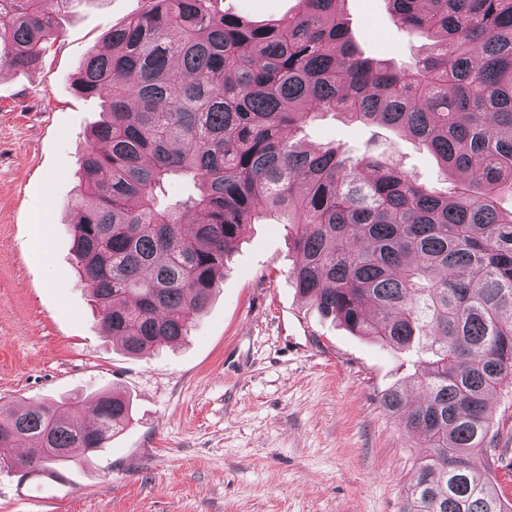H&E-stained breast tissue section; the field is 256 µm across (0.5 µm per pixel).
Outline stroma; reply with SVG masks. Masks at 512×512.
<instances>
[{
    "mask_svg": "<svg viewBox=\"0 0 512 512\" xmlns=\"http://www.w3.org/2000/svg\"><path fill=\"white\" fill-rule=\"evenodd\" d=\"M263 24L300 0H215ZM143 0H83L40 64L0 72V404L129 395L133 420L94 455L76 456L66 494L19 500L0 467V512H403L418 454L385 390L408 386L416 352L399 353L321 317L298 293L287 225H250L228 256L207 310L181 343L139 359L99 326L71 254L79 158L98 99L73 85L79 62ZM357 49L409 68L424 42L388 0H344ZM397 162L426 186L457 176L413 138L319 112L295 135ZM489 414L512 499V393Z\"/></svg>",
    "mask_w": 512,
    "mask_h": 512,
    "instance_id": "1",
    "label": "stroma"
}]
</instances>
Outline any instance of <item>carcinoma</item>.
<instances>
[{
	"label": "carcinoma",
	"mask_w": 512,
	"mask_h": 512,
	"mask_svg": "<svg viewBox=\"0 0 512 512\" xmlns=\"http://www.w3.org/2000/svg\"><path fill=\"white\" fill-rule=\"evenodd\" d=\"M80 2L0 0V70L36 67ZM339 2L256 25L213 0H146L111 30L78 65L77 90L106 118L80 157L74 262L105 335L144 357L188 336L246 228L285 216L303 298L424 354L421 399L381 397L422 448L405 512H512L491 479L502 452L487 413L512 387V212L497 206L512 196V0H390L429 41L405 70L358 53ZM315 109L420 140L463 186L293 143ZM64 406L0 404V465L62 467L130 421L117 392L94 400L91 426L83 401Z\"/></svg>",
	"instance_id": "carcinoma-1"
}]
</instances>
